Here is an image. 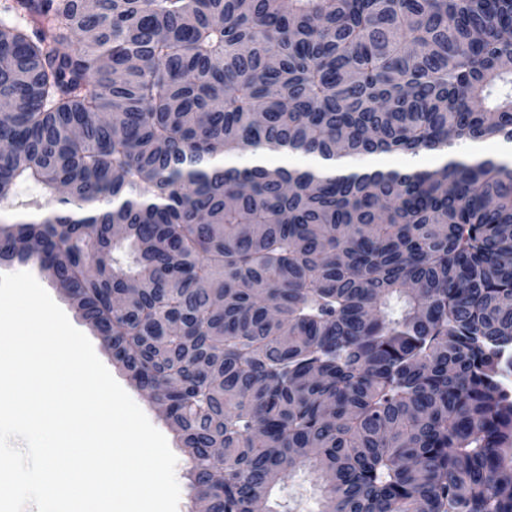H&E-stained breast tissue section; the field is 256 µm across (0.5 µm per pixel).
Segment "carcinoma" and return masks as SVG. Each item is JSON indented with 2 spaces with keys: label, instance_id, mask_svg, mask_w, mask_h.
Wrapping results in <instances>:
<instances>
[{
  "label": "carcinoma",
  "instance_id": "obj_1",
  "mask_svg": "<svg viewBox=\"0 0 512 512\" xmlns=\"http://www.w3.org/2000/svg\"><path fill=\"white\" fill-rule=\"evenodd\" d=\"M0 139V264L165 407L195 512H293L296 469L512 512V161L223 165L512 143V0H3ZM299 158L298 157H291V156H282V157H271L267 154L262 153V151H257L253 155H249L248 159L246 161H242L235 157H228L225 159V165L227 166H235V167H242V166H262V165H274L277 164L279 166H283L286 168H293L296 167V162Z\"/></svg>",
  "mask_w": 512,
  "mask_h": 512
}]
</instances>
